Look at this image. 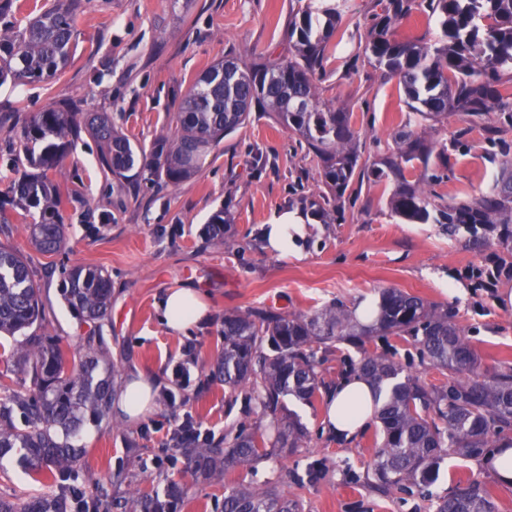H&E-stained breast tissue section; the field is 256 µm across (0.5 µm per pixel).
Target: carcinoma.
Segmentation results:
<instances>
[{"instance_id":"carcinoma-1","label":"carcinoma","mask_w":512,"mask_h":512,"mask_svg":"<svg viewBox=\"0 0 512 512\" xmlns=\"http://www.w3.org/2000/svg\"><path fill=\"white\" fill-rule=\"evenodd\" d=\"M299 20L289 31L288 56L274 62L224 59L196 80L175 113V129L150 146L135 144L112 127L104 113L92 115L89 132L101 146L102 162L121 189L136 166L177 183L198 168L209 150L249 121L260 108L299 136L321 162L323 183L331 197H303L302 212L324 219L329 202L341 203L355 173L397 188L389 199L392 216L409 224H440L448 236H464L477 248H494L500 259L512 258V160L501 162L487 192L474 200L450 203L412 185L407 167L427 164L434 146L426 129L443 124L448 114L480 118L496 108L512 122V101L499 86L512 74V0H428L437 15L440 38L433 44L400 40L396 25L414 0H390L389 11L365 34L368 62L402 85L412 110L405 128L395 134L397 151L370 165H360L358 131L350 113L322 100L316 70L347 0H296ZM82 0L52 6L23 24H0V86L43 83L65 69L76 37L75 20ZM21 132L18 156L31 171L9 180V191L30 218V238L49 257L66 244L64 213L71 198L48 173L57 169L75 145L82 111L72 103L51 104L27 117L17 108ZM69 306L88 322L100 324L111 305L110 280L96 266L62 272ZM44 315L40 287L25 256L0 244V334L13 336ZM224 350L213 375L224 382L230 403L244 405L275 425L274 439L244 421L217 438L181 444L185 464L210 478L235 467L250 469L263 460L294 454L311 442L296 417L283 420L282 400L305 402L325 394L332 384L323 366L339 343L358 349L360 357L338 359L336 381L365 377L382 397L380 442L362 475L351 482L368 494L397 493L429 497L441 460L454 455L481 462L512 449V364L505 361L482 371L456 314L398 288H384L378 301L362 310L334 303L312 313L256 311L224 316ZM372 336L410 338L421 358L448 372V382L432 385L385 354L371 352ZM87 350L66 369L71 345L54 336H32L17 355L12 373H0V462L16 454L21 463L54 482L72 473L84 449L74 444L86 422L104 419L112 401V376L102 373ZM30 379L32 390L11 388V374ZM323 470L316 460L305 469L285 472L296 484ZM188 489L170 482L163 492L142 496L129 491L99 506L118 512H170ZM434 512H497L485 486L457 483L431 503ZM0 512H72L69 495L1 497ZM221 512H301L298 501L275 485L238 486L224 496Z\"/></svg>"}]
</instances>
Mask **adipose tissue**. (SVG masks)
Wrapping results in <instances>:
<instances>
[{
  "instance_id": "1",
  "label": "adipose tissue",
  "mask_w": 512,
  "mask_h": 512,
  "mask_svg": "<svg viewBox=\"0 0 512 512\" xmlns=\"http://www.w3.org/2000/svg\"><path fill=\"white\" fill-rule=\"evenodd\" d=\"M310 226L302 212L272 215L262 226L265 248L278 256H302ZM162 321L169 333L184 334L207 317L210 307L201 289L182 286L166 291L161 303ZM152 384L146 377L127 382L116 402V411L129 421L146 417L153 410ZM327 413L323 423L327 430L345 438L369 425L375 416L370 383L363 377L352 376L325 398Z\"/></svg>"
}]
</instances>
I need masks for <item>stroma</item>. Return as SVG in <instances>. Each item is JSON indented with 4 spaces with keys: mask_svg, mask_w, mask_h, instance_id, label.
Instances as JSON below:
<instances>
[{
    "mask_svg": "<svg viewBox=\"0 0 512 512\" xmlns=\"http://www.w3.org/2000/svg\"><path fill=\"white\" fill-rule=\"evenodd\" d=\"M295 5V0H87L76 18L75 47L63 74L20 89L0 87V124L17 127L20 103L36 112L56 102H78L88 113H107L132 142L150 145L174 129L180 100L217 61L230 56L250 63L287 54ZM387 5L388 0H350L315 75L321 97L350 112L367 162L394 149L392 136L411 112L402 86L368 63L360 48ZM489 126L499 127L501 138L512 143V125L498 111L478 124L462 112L449 115L431 138L439 145L460 140L463 149L449 152L447 160L434 155L428 165H415L408 180L452 199L479 197L498 170L487 155ZM51 177L72 198L67 244L59 255L37 251L27 225L0 224V243L26 257L45 309L44 321L29 332L0 337V372L12 366V351L28 336L74 342L89 334L90 325L64 301L60 283L62 267L92 265L107 271L112 283L111 308L101 328L107 358L118 366L120 380L145 375L156 403L139 421L113 412L84 427L80 443L86 453L78 472L86 496L108 485L121 465L132 488L143 492L163 490L170 479L183 483L189 494L178 512H214L225 490L256 481L277 484L281 494L299 500L303 512H429L417 497L399 504L349 486L348 470L364 471L374 455V432L336 442L323 428L321 397L310 404L285 398L286 412L298 416L312 438L310 447L288 458L235 469L218 482L196 476L181 459L156 466L179 414L162 391L170 385L172 367L183 364L191 383L182 411L222 435L243 419L242 408L228 406L222 383L203 389L199 381L224 347L225 314L252 308L306 313L336 301L353 308L386 287L453 308L483 368L512 362V280H499L489 295L466 275L485 265L490 250L448 237L436 224L393 218L388 202L394 183L360 178L335 222L311 236L303 257L270 254L261 240L262 224L273 213L295 208L299 197L322 195L327 188L318 159L295 134L259 113L177 184L142 175L129 180L124 191L113 190L100 145L86 132ZM222 209L232 223L223 236L206 237L209 219ZM183 285L207 292L210 313L189 334L175 336L161 324L158 304L167 289ZM315 460L325 465L318 479L302 485L283 481L285 469ZM454 478L486 485L498 512H512V485L455 456L442 461L434 494L444 495Z\"/></svg>",
    "mask_w": 512,
    "mask_h": 512,
    "instance_id": "stroma-1",
    "label": "stroma"
}]
</instances>
